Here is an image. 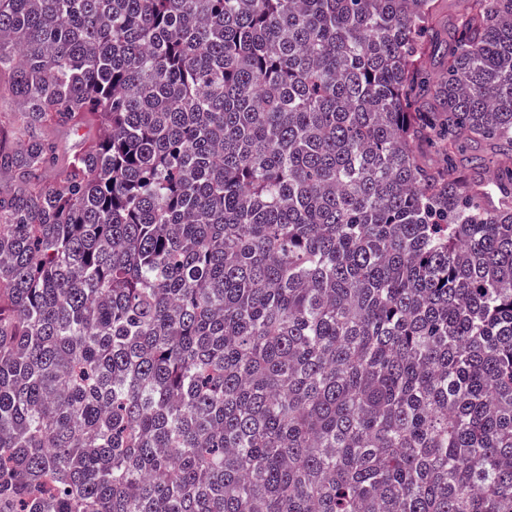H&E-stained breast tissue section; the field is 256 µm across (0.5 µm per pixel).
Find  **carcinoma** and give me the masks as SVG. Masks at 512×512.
Wrapping results in <instances>:
<instances>
[{
	"label": "carcinoma",
	"mask_w": 512,
	"mask_h": 512,
	"mask_svg": "<svg viewBox=\"0 0 512 512\" xmlns=\"http://www.w3.org/2000/svg\"><path fill=\"white\" fill-rule=\"evenodd\" d=\"M4 100L0 512H512V0H0ZM93 131H82L78 134L68 130H59L54 133L55 140L60 149V158L65 161L78 153L84 146L85 141L92 137Z\"/></svg>",
	"instance_id": "obj_1"
}]
</instances>
